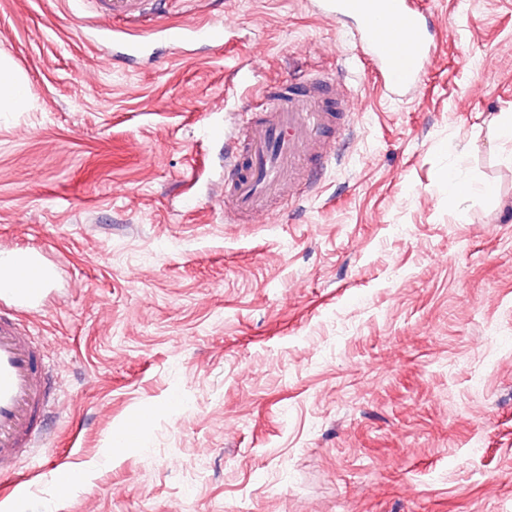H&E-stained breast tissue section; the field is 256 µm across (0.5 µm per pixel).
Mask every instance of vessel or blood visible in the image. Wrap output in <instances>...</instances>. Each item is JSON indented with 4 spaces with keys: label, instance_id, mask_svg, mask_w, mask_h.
Returning a JSON list of instances; mask_svg holds the SVG:
<instances>
[{
    "label": "vessel or blood",
    "instance_id": "b4317fda",
    "mask_svg": "<svg viewBox=\"0 0 512 512\" xmlns=\"http://www.w3.org/2000/svg\"><path fill=\"white\" fill-rule=\"evenodd\" d=\"M166 0H108L112 45L134 50L156 38L170 44L224 37L229 24L163 27ZM315 14L349 31L390 98L409 96L437 53L434 15L419 0H310ZM335 76L311 71L278 97L247 110L245 135L224 136V213L245 220L264 214L271 200L299 193L317 165L334 156L336 139L323 127L343 129L352 110L344 91L330 93ZM57 275L42 252L0 249V475L39 446L53 387L44 354L20 314L42 310Z\"/></svg>",
    "mask_w": 512,
    "mask_h": 512
}]
</instances>
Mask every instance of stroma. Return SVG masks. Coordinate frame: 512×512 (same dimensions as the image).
<instances>
[{"label": "stroma", "instance_id": "1", "mask_svg": "<svg viewBox=\"0 0 512 512\" xmlns=\"http://www.w3.org/2000/svg\"><path fill=\"white\" fill-rule=\"evenodd\" d=\"M428 2L442 48L392 100L307 0H173L161 25L234 33L135 63L97 0H0L27 94L0 110V246L60 267L28 512H512V0ZM309 66L353 99L338 158L226 223L222 129ZM452 170L496 196L449 201Z\"/></svg>", "mask_w": 512, "mask_h": 512}]
</instances>
